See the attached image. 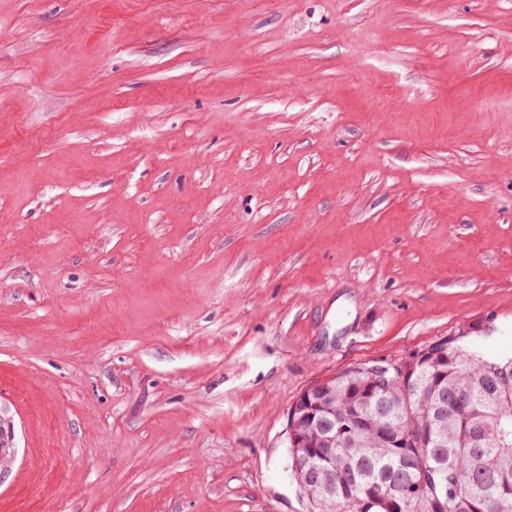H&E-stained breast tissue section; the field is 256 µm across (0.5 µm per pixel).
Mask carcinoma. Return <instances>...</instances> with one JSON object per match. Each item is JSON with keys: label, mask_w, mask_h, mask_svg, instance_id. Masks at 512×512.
Here are the masks:
<instances>
[{"label": "carcinoma", "mask_w": 512, "mask_h": 512, "mask_svg": "<svg viewBox=\"0 0 512 512\" xmlns=\"http://www.w3.org/2000/svg\"><path fill=\"white\" fill-rule=\"evenodd\" d=\"M397 384L363 408L364 424L348 439L336 437V459L311 457L307 465L336 466L333 489L308 498L313 512H512V357L486 359L457 344L448 350L441 387L423 384L418 412L400 432L429 425L442 448H393L378 426L396 420ZM323 424L338 423L359 404L348 376L336 375V394L318 396Z\"/></svg>", "instance_id": "1"}]
</instances>
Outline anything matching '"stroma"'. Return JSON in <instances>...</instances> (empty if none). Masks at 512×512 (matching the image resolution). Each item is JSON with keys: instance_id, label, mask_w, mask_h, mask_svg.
<instances>
[{"instance_id": "1", "label": "stroma", "mask_w": 512, "mask_h": 512, "mask_svg": "<svg viewBox=\"0 0 512 512\" xmlns=\"http://www.w3.org/2000/svg\"><path fill=\"white\" fill-rule=\"evenodd\" d=\"M0 512H310L288 410L512 355V0H0Z\"/></svg>"}]
</instances>
